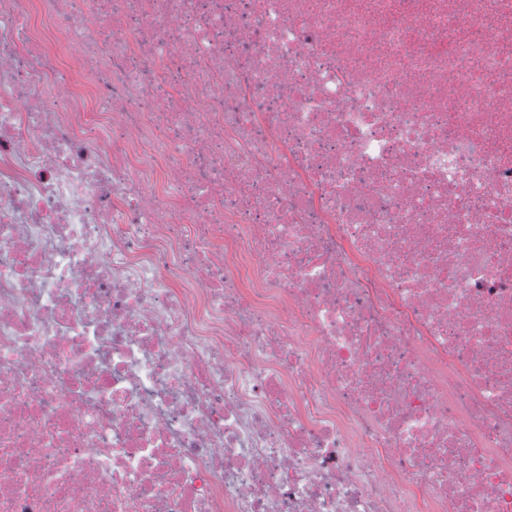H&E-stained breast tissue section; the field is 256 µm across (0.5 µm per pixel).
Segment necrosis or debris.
I'll return each instance as SVG.
<instances>
[{"instance_id": "necrosis-or-debris-1", "label": "necrosis or debris", "mask_w": 512, "mask_h": 512, "mask_svg": "<svg viewBox=\"0 0 512 512\" xmlns=\"http://www.w3.org/2000/svg\"><path fill=\"white\" fill-rule=\"evenodd\" d=\"M0 512H512V0H0Z\"/></svg>"}]
</instances>
